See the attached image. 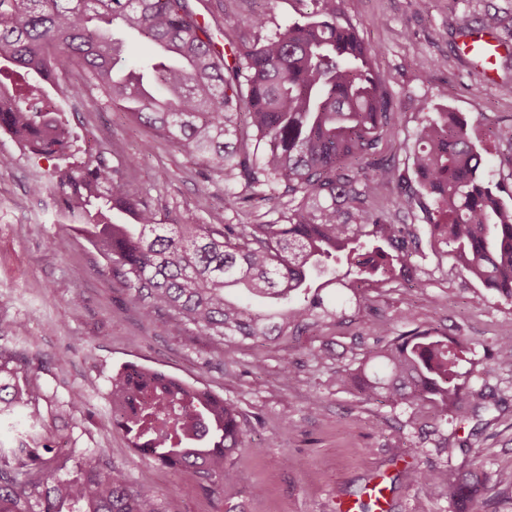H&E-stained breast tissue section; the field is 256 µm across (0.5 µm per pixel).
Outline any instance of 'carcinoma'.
Returning a JSON list of instances; mask_svg holds the SVG:
<instances>
[{
	"instance_id": "1",
	"label": "carcinoma",
	"mask_w": 512,
	"mask_h": 512,
	"mask_svg": "<svg viewBox=\"0 0 512 512\" xmlns=\"http://www.w3.org/2000/svg\"><path fill=\"white\" fill-rule=\"evenodd\" d=\"M314 3L307 20L285 26L254 13V38L224 29L229 64L208 28L189 20L188 0H0V131L54 161L34 194L52 196L69 223L87 229L86 240L146 318L167 311L178 326L262 346L335 318L326 288L363 294L418 270L413 257L424 241L464 279L512 301V204L485 179L467 122L438 112L421 123L410 176L375 160L392 112L373 66L376 50L346 19L345 0ZM126 32L150 42L160 61L118 69ZM88 88L221 174L224 207L256 197L286 198L291 207L259 224L161 217L131 189V161L115 162L104 149L75 158L62 114ZM51 90L58 102L47 112ZM378 187L399 207L418 203L424 235L368 205ZM493 362L512 364V336L496 342ZM470 365L464 337L416 328L364 347L335 383L366 401L464 420ZM21 369L34 374L40 364L20 365L0 351V417L24 410L41 427ZM108 396L113 425L131 447L206 483L237 480L227 459L246 429L233 404L133 363L112 372ZM37 440L35 433L0 448V512H162L156 492L132 486L104 449L59 460ZM486 492L477 469L448 482L457 512H481Z\"/></svg>"
}]
</instances>
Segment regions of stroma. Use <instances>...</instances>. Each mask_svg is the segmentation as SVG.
<instances>
[{
  "label": "stroma",
  "mask_w": 512,
  "mask_h": 512,
  "mask_svg": "<svg viewBox=\"0 0 512 512\" xmlns=\"http://www.w3.org/2000/svg\"><path fill=\"white\" fill-rule=\"evenodd\" d=\"M209 26L225 60H232L220 29L266 11L272 23L303 19L313 0H190ZM346 15L378 50L375 64L391 100V129L377 156L400 170L411 168L415 131L429 115L448 110L464 116L492 183L512 191V0H346ZM491 29L506 46L487 83L461 55L464 29ZM80 147L107 148L118 160L134 157L133 189L162 215H194L203 224H256L280 219L281 207L255 200L238 211L224 208V180L195 157L135 125L123 109L98 101L70 116ZM0 319L18 324L9 348L38 360L30 387L42 412L74 390L83 391L81 413L47 421L40 433L75 455L106 449L129 482L158 494L163 512H336L340 498H363L386 488L384 512H455L447 479L471 467L485 472L490 503L483 512H512V489L497 484L512 470V365L486 364L488 348L512 336V302L461 278L452 261L427 251L419 262L422 287L390 284L366 301H348L334 320L318 323L258 349L233 339L201 334L193 325L172 327L167 316L143 318L132 291L105 271L106 263L85 238L64 223L49 197L30 186L49 167L28 156L0 132ZM70 236L67 252L48 247L50 237ZM81 296L80 305L70 302ZM402 333L436 327L463 336L473 352L470 385L498 406L469 420L413 415L408 405L366 401L337 391L331 380L360 349L377 338L376 327ZM296 376L285 380L284 363ZM137 363L173 374L234 403L249 441L230 457L237 482L211 491L189 471H173L141 456L113 428L106 401L113 370ZM318 395L321 408L309 410ZM459 445L455 457L443 447ZM431 468L441 480L418 489L411 472Z\"/></svg>",
  "instance_id": "stroma-1"
}]
</instances>
